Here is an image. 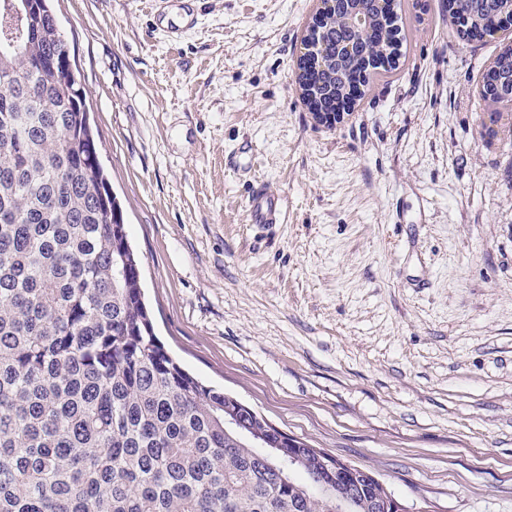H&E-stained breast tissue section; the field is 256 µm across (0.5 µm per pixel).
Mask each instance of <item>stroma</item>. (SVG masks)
Listing matches in <instances>:
<instances>
[{"label": "stroma", "mask_w": 512, "mask_h": 512, "mask_svg": "<svg viewBox=\"0 0 512 512\" xmlns=\"http://www.w3.org/2000/svg\"><path fill=\"white\" fill-rule=\"evenodd\" d=\"M448 0L316 124L314 0H51L155 332L191 374L372 472L410 512H512V139ZM191 8L179 37L171 25ZM262 183L282 223L254 224Z\"/></svg>", "instance_id": "35a3bbf8"}]
</instances>
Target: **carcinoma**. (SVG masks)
I'll use <instances>...</instances> for the list:
<instances>
[{
	"mask_svg": "<svg viewBox=\"0 0 512 512\" xmlns=\"http://www.w3.org/2000/svg\"><path fill=\"white\" fill-rule=\"evenodd\" d=\"M0 0V512H336L344 486L315 449L268 435L255 448L224 423L236 398L191 376L155 334L124 217L85 125L80 81L37 65L70 58L47 0L30 18ZM372 32L348 24L359 5ZM401 0H337L308 29L302 95L334 112L355 83L399 67ZM459 34L512 26V0H448ZM484 76L480 94L505 103ZM297 463L276 471L272 456ZM352 512L391 492L358 480Z\"/></svg>",
	"mask_w": 512,
	"mask_h": 512,
	"instance_id": "carcinoma-1",
	"label": "carcinoma"
}]
</instances>
